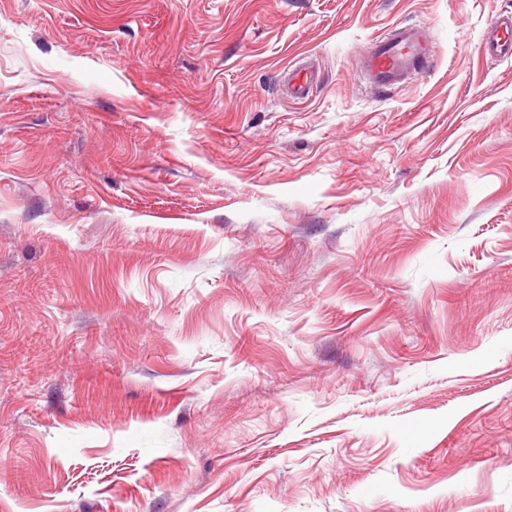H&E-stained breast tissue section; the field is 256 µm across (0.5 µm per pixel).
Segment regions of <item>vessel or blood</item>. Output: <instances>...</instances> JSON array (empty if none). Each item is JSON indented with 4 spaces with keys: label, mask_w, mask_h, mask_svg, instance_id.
Listing matches in <instances>:
<instances>
[{
    "label": "vessel or blood",
    "mask_w": 512,
    "mask_h": 512,
    "mask_svg": "<svg viewBox=\"0 0 512 512\" xmlns=\"http://www.w3.org/2000/svg\"><path fill=\"white\" fill-rule=\"evenodd\" d=\"M482 51L490 57L512 54V13L500 15L491 22L483 38ZM363 57L368 82L380 89L399 83L408 74L426 72L430 64L417 30L404 23L392 27L387 36L375 39Z\"/></svg>",
    "instance_id": "1"
}]
</instances>
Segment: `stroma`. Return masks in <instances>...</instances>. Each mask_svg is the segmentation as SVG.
I'll use <instances>...</instances> for the list:
<instances>
[{
  "label": "stroma",
  "mask_w": 512,
  "mask_h": 512,
  "mask_svg": "<svg viewBox=\"0 0 512 512\" xmlns=\"http://www.w3.org/2000/svg\"><path fill=\"white\" fill-rule=\"evenodd\" d=\"M507 12L0 0V512H512ZM510 35H512V13L495 18L483 38L482 51L484 55L490 57L502 53H511L512 55ZM363 57L367 81L380 89L399 83L413 71L424 73L430 64L417 30L404 23L392 27L387 36L375 39Z\"/></svg>",
  "instance_id": "35a3bbf8"
}]
</instances>
